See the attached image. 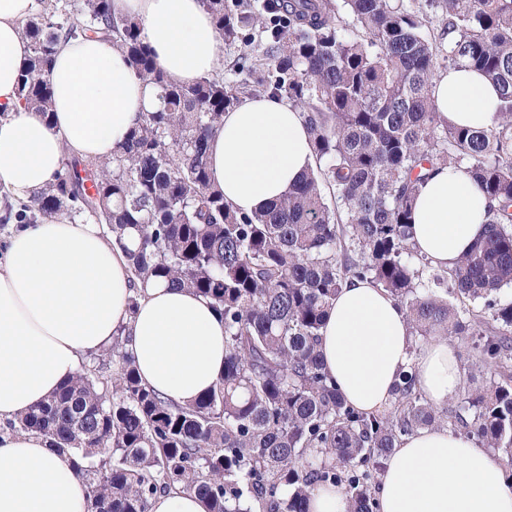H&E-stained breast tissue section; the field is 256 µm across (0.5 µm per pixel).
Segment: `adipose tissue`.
<instances>
[{"label": "adipose tissue", "instance_id": "obj_1", "mask_svg": "<svg viewBox=\"0 0 512 512\" xmlns=\"http://www.w3.org/2000/svg\"><path fill=\"white\" fill-rule=\"evenodd\" d=\"M33 0H0V186L30 201L53 183L65 155L111 160L157 90L124 55L98 38L61 42L49 73L51 117L16 94L28 62L22 24ZM138 20L141 37L170 82L189 84L221 65L213 20L200 0H114ZM439 117L487 128L498 93L468 68L439 74ZM314 164L302 113L284 98L247 99L226 112L209 139L212 179L232 209L253 213L284 196ZM488 203L465 168L444 167L419 189L412 242L434 267L454 268L484 231ZM143 383L180 405L224 374V320L209 300L164 281L134 282L125 254L90 219L57 217L14 231L0 251V420L13 419L72 380L85 358L116 333ZM403 309L381 288L352 281L320 329L326 372L348 403L384 412L407 364L436 404L457 397L464 373L445 339L411 358ZM379 512H512V487L498 460L443 428L405 437L385 462ZM88 484L70 454L31 432L0 431V512H87Z\"/></svg>", "mask_w": 512, "mask_h": 512}]
</instances>
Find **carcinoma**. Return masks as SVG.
I'll list each match as a JSON object with an SVG mask.
<instances>
[{
	"mask_svg": "<svg viewBox=\"0 0 512 512\" xmlns=\"http://www.w3.org/2000/svg\"><path fill=\"white\" fill-rule=\"evenodd\" d=\"M219 40L265 34L264 96L302 112L315 166L253 214L224 202L208 141L239 102L215 73L171 83L113 0H37L24 23L28 65L18 98L47 116L48 75L62 38H102L159 91L109 162L67 156L55 182L4 220L65 216L108 226L135 280L164 279L212 302L224 318V376L182 406L143 385L124 339L48 400L3 428L37 433L75 457L88 512H149L179 484L209 512H310L316 487H340L351 512H378L388 455L423 428H460L501 454L512 486V0H201ZM441 13L436 36L421 28ZM354 26L355 35L347 34ZM467 66L498 91L486 129L441 123L438 69ZM465 165L488 198L485 233L456 267L438 270L411 242L419 187ZM368 280L404 309L414 337L473 341L485 384L457 405L419 390L414 366L392 409L346 403L324 368L320 328L339 291Z\"/></svg>",
	"mask_w": 512,
	"mask_h": 512,
	"instance_id": "obj_1",
	"label": "carcinoma"
}]
</instances>
